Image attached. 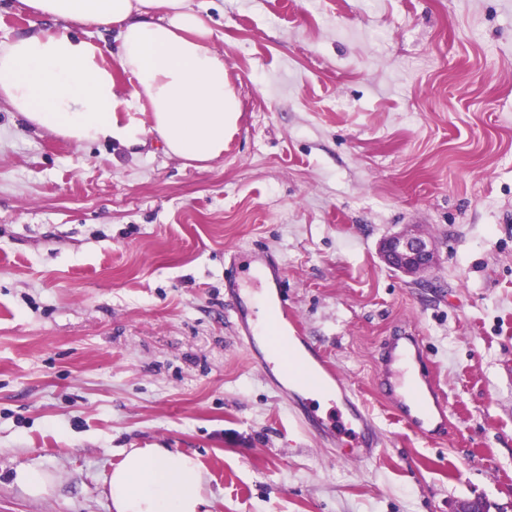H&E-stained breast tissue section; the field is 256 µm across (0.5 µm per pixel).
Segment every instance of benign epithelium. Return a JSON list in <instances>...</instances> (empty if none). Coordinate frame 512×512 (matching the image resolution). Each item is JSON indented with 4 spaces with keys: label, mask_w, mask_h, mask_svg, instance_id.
<instances>
[{
    "label": "benign epithelium",
    "mask_w": 512,
    "mask_h": 512,
    "mask_svg": "<svg viewBox=\"0 0 512 512\" xmlns=\"http://www.w3.org/2000/svg\"><path fill=\"white\" fill-rule=\"evenodd\" d=\"M379 254L389 268L415 279L434 267L437 259L432 242L416 224L385 238Z\"/></svg>",
    "instance_id": "1"
}]
</instances>
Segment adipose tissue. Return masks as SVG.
<instances>
[{
    "label": "adipose tissue",
    "mask_w": 512,
    "mask_h": 512,
    "mask_svg": "<svg viewBox=\"0 0 512 512\" xmlns=\"http://www.w3.org/2000/svg\"><path fill=\"white\" fill-rule=\"evenodd\" d=\"M54 27H32L0 43V106L30 124L82 145L123 146L154 134L167 154L208 162L224 152L236 114L213 47V31L191 0H21ZM117 27L116 66L104 49L75 35L78 27ZM134 82L148 121L129 116L116 72ZM198 459L167 448H130L106 484L114 512H203Z\"/></svg>",
    "instance_id": "adipose-tissue-1"
}]
</instances>
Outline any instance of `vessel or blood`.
I'll return each instance as SVG.
<instances>
[{
    "label": "vessel or blood",
    "instance_id": "b4317fda",
    "mask_svg": "<svg viewBox=\"0 0 512 512\" xmlns=\"http://www.w3.org/2000/svg\"><path fill=\"white\" fill-rule=\"evenodd\" d=\"M271 353L276 354L279 367L288 378L309 389L336 387L334 417H321L298 402V420L307 430L331 439L353 438L350 455L357 460L371 458L377 450V426L364 404L343 387L335 369L321 349L301 336L287 312H280L264 331ZM383 371L381 382L389 387L403 386L404 396L389 394L398 418L414 432L432 437L448 423L446 396L438 389L429 359L419 337L407 335L385 341L380 353Z\"/></svg>",
    "mask_w": 512,
    "mask_h": 512
}]
</instances>
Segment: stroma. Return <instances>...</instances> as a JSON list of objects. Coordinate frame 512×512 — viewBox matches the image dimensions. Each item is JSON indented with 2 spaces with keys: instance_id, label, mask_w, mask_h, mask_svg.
<instances>
[{
  "instance_id": "1",
  "label": "stroma",
  "mask_w": 512,
  "mask_h": 512,
  "mask_svg": "<svg viewBox=\"0 0 512 512\" xmlns=\"http://www.w3.org/2000/svg\"><path fill=\"white\" fill-rule=\"evenodd\" d=\"M238 114L206 166L78 146L0 108V512H112L127 448L196 455L209 512H512V0H192ZM417 224L435 269L379 244ZM381 450L307 432L224 287L258 252ZM420 336L449 434L377 386ZM54 476L26 494L17 468Z\"/></svg>"
}]
</instances>
